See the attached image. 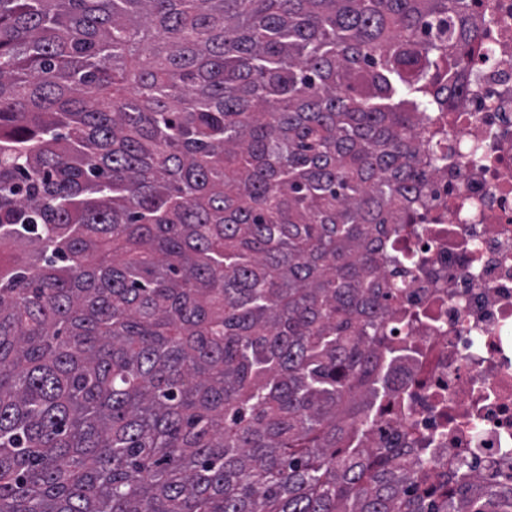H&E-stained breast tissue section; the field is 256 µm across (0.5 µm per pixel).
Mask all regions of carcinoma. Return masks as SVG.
Here are the masks:
<instances>
[{
    "label": "carcinoma",
    "instance_id": "cac0c4a2",
    "mask_svg": "<svg viewBox=\"0 0 512 512\" xmlns=\"http://www.w3.org/2000/svg\"><path fill=\"white\" fill-rule=\"evenodd\" d=\"M469 9L0 0V512H512L367 437Z\"/></svg>",
    "mask_w": 512,
    "mask_h": 512
}]
</instances>
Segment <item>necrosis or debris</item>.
Here are the masks:
<instances>
[{"instance_id":"1","label":"necrosis or debris","mask_w":512,"mask_h":512,"mask_svg":"<svg viewBox=\"0 0 512 512\" xmlns=\"http://www.w3.org/2000/svg\"><path fill=\"white\" fill-rule=\"evenodd\" d=\"M448 112V168L423 183L430 205L391 248L409 281L393 303L396 350L368 430L373 446L426 455L434 480L457 465L512 487V0H480Z\"/></svg>"}]
</instances>
